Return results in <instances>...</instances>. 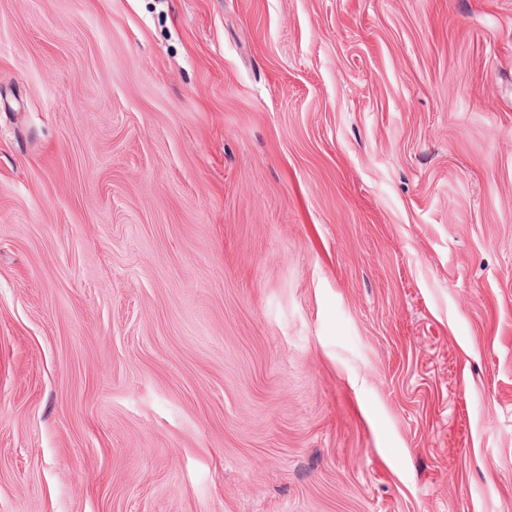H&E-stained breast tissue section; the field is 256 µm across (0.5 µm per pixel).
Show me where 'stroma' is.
Listing matches in <instances>:
<instances>
[{"mask_svg":"<svg viewBox=\"0 0 512 512\" xmlns=\"http://www.w3.org/2000/svg\"><path fill=\"white\" fill-rule=\"evenodd\" d=\"M0 512H512V0H0Z\"/></svg>","mask_w":512,"mask_h":512,"instance_id":"35a3bbf8","label":"stroma"}]
</instances>
